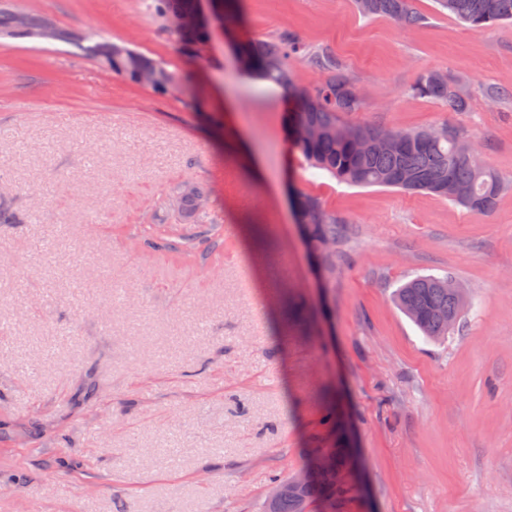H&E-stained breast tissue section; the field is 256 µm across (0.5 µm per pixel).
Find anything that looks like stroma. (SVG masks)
Instances as JSON below:
<instances>
[{
  "label": "stroma",
  "mask_w": 512,
  "mask_h": 512,
  "mask_svg": "<svg viewBox=\"0 0 512 512\" xmlns=\"http://www.w3.org/2000/svg\"><path fill=\"white\" fill-rule=\"evenodd\" d=\"M94 29L184 77L158 93L73 47L0 40V512H261L302 451L354 447L348 512H512V187L488 213L351 186L287 138L286 99L242 73L235 35L331 48L364 95L352 125L463 130L512 184V24L471 28L412 0L409 27L353 0H242L237 34L195 57L143 0H15ZM424 69L464 81L471 109L410 96ZM221 113L222 131L205 114ZM213 190L206 262L135 251L176 183ZM343 221L336 277L317 279L292 192ZM452 273L454 336L428 341L391 295ZM333 384L344 428L322 424ZM55 473L63 487L42 494Z\"/></svg>",
  "instance_id": "stroma-1"
}]
</instances>
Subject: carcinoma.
Returning <instances> with one entry per match:
<instances>
[{"label":"carcinoma","mask_w":512,"mask_h":512,"mask_svg":"<svg viewBox=\"0 0 512 512\" xmlns=\"http://www.w3.org/2000/svg\"><path fill=\"white\" fill-rule=\"evenodd\" d=\"M199 0H145L144 8L158 27L169 31L168 20L178 12L191 14ZM441 10L475 28H492L512 22V0H437ZM357 12L365 18L388 17L407 25H417L423 17L413 11L411 0H354ZM48 17L25 12L17 16L10 5L0 6V37L36 40ZM58 42L71 45L83 54L99 60L112 73L140 83L139 74L150 70L156 82L149 88L167 92L183 77L161 61L133 50L121 43H110L94 30L75 32L58 27ZM206 29H190L174 34L182 54H199L208 41ZM241 57L247 60L243 72L266 81L288 99V134L303 158L312 167L323 170L336 179L354 186L387 187L425 191L445 198L467 210L488 213L505 189V182L492 169L473 165L461 151L468 143L464 132L448 130L440 138L432 136V129H393L400 139L393 149H358L355 135L371 134L375 125L354 126L343 116L359 112L363 103L353 102L346 88L355 82L343 63L327 47H309L296 36L284 33L269 40L246 39L237 44ZM295 57H304L320 74V81L311 89L299 85L290 66ZM433 70L422 71L411 93L450 105L457 112L470 108V96L459 80L447 78L444 86L431 82ZM169 195L179 198V213L188 224H196L198 231L185 226L172 233L152 237L144 233L133 237L139 249L150 248L181 256H204L208 250L202 244L216 242V225L209 221L210 200L207 187L195 184L186 190L184 184L174 185ZM299 223L304 228L314 254L323 260L327 277L336 274L333 254L323 252L324 243L342 241L343 226L336 215L324 209L321 202L310 195L299 194L295 199ZM453 278L450 273L441 276L419 275L399 286L394 294L397 307L415 324L422 334L432 340H444L459 325L456 297L438 283ZM320 448L309 449L303 468L308 470L305 483L294 489L291 479H277L281 492L266 499L263 512H306L309 505L321 502L327 512H344L345 505L356 496L350 481L340 478L347 467L344 448L329 449L336 460L334 468L322 470L312 466Z\"/></svg>","instance_id":"obj_1"}]
</instances>
